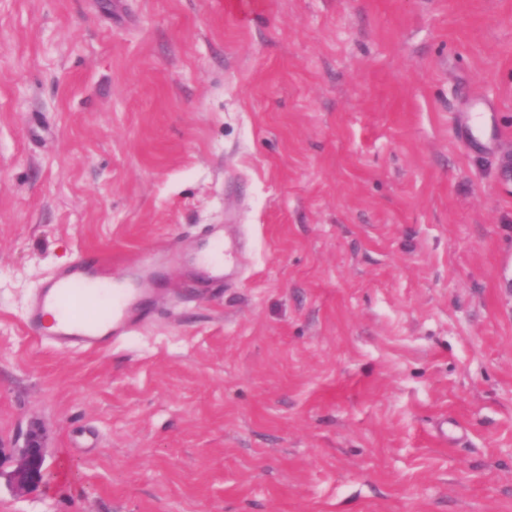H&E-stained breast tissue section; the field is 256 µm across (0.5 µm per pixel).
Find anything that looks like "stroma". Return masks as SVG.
<instances>
[{
  "mask_svg": "<svg viewBox=\"0 0 512 512\" xmlns=\"http://www.w3.org/2000/svg\"><path fill=\"white\" fill-rule=\"evenodd\" d=\"M512 0H0V512H512ZM219 224L154 323L42 279ZM236 251L220 237L189 255L175 244L132 259L112 260L95 250L82 251L70 264L53 270L32 294L26 326L40 342L53 348L101 351L152 323L153 311L144 305V299L152 290L156 269L187 262L204 271L212 283L224 285L226 269L235 265L232 256ZM49 311L55 318L47 326ZM46 450L41 434L30 430L21 448H15V466L8 472L7 482L18 493L42 484L47 475Z\"/></svg>",
  "mask_w": 512,
  "mask_h": 512,
  "instance_id": "35a3bbf8",
  "label": "stroma"
}]
</instances>
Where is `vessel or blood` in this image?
Returning a JSON list of instances; mask_svg holds the SVG:
<instances>
[{
	"instance_id": "vessel-or-blood-1",
	"label": "vessel or blood",
	"mask_w": 512,
	"mask_h": 512,
	"mask_svg": "<svg viewBox=\"0 0 512 512\" xmlns=\"http://www.w3.org/2000/svg\"><path fill=\"white\" fill-rule=\"evenodd\" d=\"M235 251L220 237L188 255L174 245L132 259L82 251L70 264L53 270L32 294L26 325L39 341L56 349L109 348L152 323L153 312L144 299L152 290L156 269L187 262L221 285Z\"/></svg>"
}]
</instances>
